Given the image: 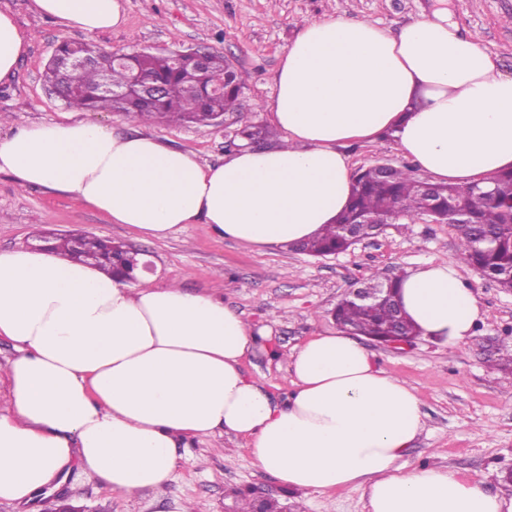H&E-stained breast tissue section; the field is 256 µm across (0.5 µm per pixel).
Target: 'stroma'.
I'll use <instances>...</instances> for the list:
<instances>
[{"label": "stroma", "mask_w": 512, "mask_h": 512, "mask_svg": "<svg viewBox=\"0 0 512 512\" xmlns=\"http://www.w3.org/2000/svg\"><path fill=\"white\" fill-rule=\"evenodd\" d=\"M436 0H124L126 22L95 35L96 43L127 52H169L201 47L224 55L234 69L248 74L245 103L253 122L271 128L268 145L285 143L276 129L269 104L276 76L288 46L304 21L333 16L346 20H378L397 31ZM460 28L496 59L502 73L512 75V0H447ZM30 35V46L14 75L0 82V134L33 123L83 120L115 134L135 130L164 144L194 153L204 164L222 163L229 149L224 128L181 125H130L117 112L76 110L47 86L44 73L56 47L80 39L34 13L31 0H0ZM354 169L375 162L392 165L406 158L393 138L367 145H346ZM44 232L82 233L109 238L137 250L149 263L154 284L176 283L193 291L220 288L224 303L240 313L253 329H269L267 341L249 353L243 371L268 382L270 392L286 399L293 390L288 358L308 337L338 332L331 312L370 273L405 274L430 264H455L474 290L483 319L473 336L456 347L425 337L401 349L367 341L375 364L401 378L422 403L424 429L404 453L407 467L421 464L449 467L485 488L512 497L503 482L512 469V369L493 365V343L512 336V291L459 263L458 231L451 224L415 222L388 225L377 237L348 251L322 258L289 248L252 247L217 237L205 224H189L162 240H142L126 225L71 196L43 188H19L0 174V251L29 248ZM279 489V481L259 469L244 439L215 435L194 440L181 459L175 478L158 493L135 497L104 489L86 469L73 466L60 484L36 498L37 512H47L57 499L78 512H174L186 500L192 512H224V500L236 488ZM298 512H365L361 489L348 487L324 493L298 490Z\"/></svg>", "instance_id": "obj_1"}]
</instances>
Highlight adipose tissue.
<instances>
[{
    "mask_svg": "<svg viewBox=\"0 0 512 512\" xmlns=\"http://www.w3.org/2000/svg\"><path fill=\"white\" fill-rule=\"evenodd\" d=\"M87 35L120 26L122 0H32ZM30 36L0 10V81ZM286 144L223 163L151 135L73 121L0 137V173L72 195L139 237L188 224L274 247L315 236L348 206L342 147L393 134L433 181L468 186L512 168V76L434 8L395 32L377 21L304 22L270 105ZM399 300L422 336L454 347L483 310L448 264L402 276ZM0 502L29 504L73 466L125 495L163 490L180 452L215 434L247 439L254 463L297 489H362L367 512H512L452 468L397 464L424 428L420 398L377 368L357 337L294 348L279 401L241 360L257 338L220 293L134 288L98 267L36 250L0 251Z\"/></svg>",
    "mask_w": 512,
    "mask_h": 512,
    "instance_id": "1",
    "label": "adipose tissue"
}]
</instances>
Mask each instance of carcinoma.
<instances>
[{"mask_svg": "<svg viewBox=\"0 0 512 512\" xmlns=\"http://www.w3.org/2000/svg\"><path fill=\"white\" fill-rule=\"evenodd\" d=\"M77 52L91 55L93 63L79 68L66 63ZM128 58L125 65H118L113 61V52L102 45L66 41L56 49L57 62L47 65L45 80L52 86L62 82L69 85L71 93L64 103L70 108L120 112L131 121L167 125L209 126L213 117L222 115L224 124L233 128L229 145L236 148L269 136L266 128L250 120V110L243 105L246 76L232 69L224 56L211 54L203 70L188 58L176 62L172 52H133ZM133 70L162 81L164 98L144 103L118 94L129 83ZM105 84L116 92L103 91ZM492 183L488 189L435 185L426 191L416 168L410 165L393 166L386 171L371 166L356 175L350 203L335 222L292 250L311 256L344 251L350 247L349 232L362 239L379 233L378 225L365 223L370 215L395 221L429 218L446 224L462 212L466 223L457 225L459 259L476 268L481 276L512 291V170L498 173ZM54 241L52 248L71 260L96 265L106 272L120 274V265L138 263L123 246L110 250L98 237H82L83 251L79 253L72 251L69 235ZM397 283L396 277L383 279L379 273H372L367 284L388 289L389 298L363 304L346 296L336 305V323L349 333L376 340L393 334L413 340L419 331L398 309ZM232 499L237 512H277L282 506L277 500L259 504L251 491L235 490Z\"/></svg>", "mask_w": 512, "mask_h": 512, "instance_id": "carcinoma-1", "label": "carcinoma"}]
</instances>
